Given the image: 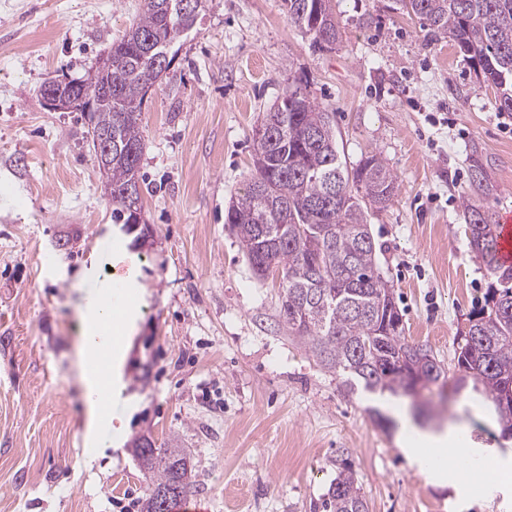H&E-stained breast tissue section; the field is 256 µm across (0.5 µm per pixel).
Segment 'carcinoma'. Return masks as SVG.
Returning <instances> with one entry per match:
<instances>
[{
  "label": "carcinoma",
  "instance_id": "obj_1",
  "mask_svg": "<svg viewBox=\"0 0 512 512\" xmlns=\"http://www.w3.org/2000/svg\"><path fill=\"white\" fill-rule=\"evenodd\" d=\"M291 24L330 48L340 41L333 0H284ZM453 43L484 85L497 91L499 108L512 111V0H396ZM196 8L183 0H144L139 19L112 43V71L100 67L74 80L94 96L91 128L112 136L111 160L99 166L112 223L129 224L141 199L144 149L141 107L149 81H160L170 63L165 54L195 25ZM254 137L255 173L243 195L228 207L229 225L258 278L280 273V313L294 337L320 366L355 390L408 396L447 385L448 371L432 350L410 342L392 286L376 269L370 214L388 207L397 178L374 152L352 168L336 142L333 113L321 108L297 80ZM469 242L491 278L485 305L461 332L452 393L481 391L493 409L500 437L512 440V266L498 261L497 225L463 201ZM150 474L141 512H174L193 486L183 448L134 444ZM336 480L323 512H369L352 464L336 460Z\"/></svg>",
  "mask_w": 512,
  "mask_h": 512
}]
</instances>
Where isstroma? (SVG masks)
Masks as SVG:
<instances>
[{
  "label": "stroma",
  "instance_id": "obj_1",
  "mask_svg": "<svg viewBox=\"0 0 512 512\" xmlns=\"http://www.w3.org/2000/svg\"><path fill=\"white\" fill-rule=\"evenodd\" d=\"M143 0H0V512H140L135 439L186 448L211 512H322L336 458L370 512H512V482L436 486L397 438L289 336L280 280L258 279L224 222L254 172L253 139L289 78L333 112L348 164L379 153L399 192L371 214L376 262L409 341L453 369L490 278L462 200L512 214V112L447 38L395 0H333L341 39L317 51L282 0H208L141 110L148 237L112 221L82 112L40 90L97 66ZM482 168L484 181L471 173ZM120 244L136 274L132 330L103 445L87 453L80 313L110 286ZM442 429L499 433L479 405Z\"/></svg>",
  "mask_w": 512,
  "mask_h": 512
}]
</instances>
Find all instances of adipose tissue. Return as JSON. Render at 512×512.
Instances as JSON below:
<instances>
[{
	"instance_id": "ef3b65f1",
	"label": "adipose tissue",
	"mask_w": 512,
	"mask_h": 512,
	"mask_svg": "<svg viewBox=\"0 0 512 512\" xmlns=\"http://www.w3.org/2000/svg\"><path fill=\"white\" fill-rule=\"evenodd\" d=\"M81 331L82 388L89 415L87 441L97 444V430L104 413V395L112 391L114 360L122 351L129 334L127 317L114 314L111 292L89 301L83 310ZM405 453L418 473L431 476L434 483L447 485L449 474L461 467L480 468L481 462L471 457L458 434L423 432L416 444Z\"/></svg>"
}]
</instances>
